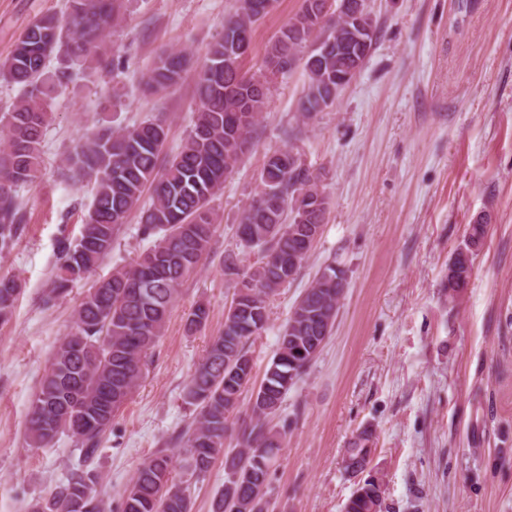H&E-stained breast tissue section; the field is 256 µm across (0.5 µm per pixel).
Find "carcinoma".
I'll return each mask as SVG.
<instances>
[{"mask_svg":"<svg viewBox=\"0 0 512 512\" xmlns=\"http://www.w3.org/2000/svg\"><path fill=\"white\" fill-rule=\"evenodd\" d=\"M248 2L239 0L236 14L224 21V34L210 44L197 80L193 128L164 169H158V160L168 128L160 118L118 130H93L67 158L74 173L93 180V204L77 240L63 231L57 238L56 275L45 304L63 296L111 253L116 231L132 212H140L142 234L155 238V244L88 288L71 331L55 344L32 398L25 427L30 448L49 447L67 433L85 459L96 453L143 378L178 286L206 258L217 221L211 203L252 145L272 76L292 69L303 49L315 45L309 55L314 68L301 94L307 107L299 113L308 120L336 85V75L363 62L378 39L377 24L368 13L360 17L357 38L340 45L348 21L322 16L306 6L316 0H302L266 50L263 64L268 74L248 78L239 67L240 39L252 42L260 20ZM121 8V0H68V27L57 24L54 16H36L0 61V79L23 92L8 113V133L0 140V256L10 251L24 229L18 191L34 182L41 168L40 145L50 117L43 91L50 55L41 52V43L50 36L52 52L62 51L71 61L95 59L105 67L106 39L121 21ZM187 65L186 51L163 53L150 70L146 88L158 91L177 84ZM293 153L290 148L266 155L257 192L241 214L248 233L240 245L258 258L242 272L244 287L234 293L224 329L210 341L186 385L185 403L196 407L197 414L179 439L185 448V471L174 478L169 449H156L137 467L121 512H192L191 481L205 477L220 454L224 488L214 497L212 512H264L287 436L286 427L271 424V418L315 359L314 342L333 330L339 311L336 278L345 274L334 264L319 272L306 300L291 307L277 351L259 386H254L247 344L265 330L270 299L289 282L276 261L297 249L309 225L325 224L327 214L316 178L289 168ZM148 188L153 201L145 206L142 198ZM268 197L279 198L283 206L263 209ZM19 292L14 278L0 277V325L11 320ZM249 387L250 413L234 435L233 419L241 413V396ZM232 437L235 445H226ZM371 438L364 430L345 449L349 457L359 459L362 470L369 464ZM100 481L96 471L74 468L32 505V512H81L74 499L76 487L96 501L94 512H106L97 493ZM383 503V484L371 478L353 492L344 512H382Z\"/></svg>","mask_w":512,"mask_h":512,"instance_id":"obj_1","label":"carcinoma"}]
</instances>
